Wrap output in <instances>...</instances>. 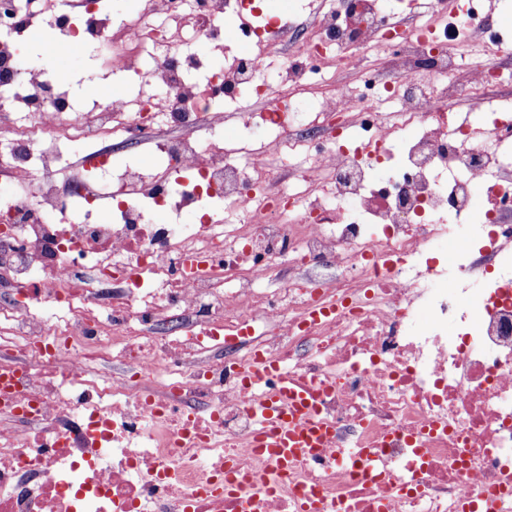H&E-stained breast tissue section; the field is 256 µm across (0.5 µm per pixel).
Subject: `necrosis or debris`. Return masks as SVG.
Returning <instances> with one entry per match:
<instances>
[{
    "label": "necrosis or debris",
    "mask_w": 512,
    "mask_h": 512,
    "mask_svg": "<svg viewBox=\"0 0 512 512\" xmlns=\"http://www.w3.org/2000/svg\"><path fill=\"white\" fill-rule=\"evenodd\" d=\"M235 0H150L116 27L100 7L59 17L82 55L110 47L113 68L156 44L158 16L205 40ZM398 28L383 0H336L289 23L287 63L271 81L266 50L231 64L171 44L154 78L165 111L112 100L77 111L47 74L19 67L40 20L0 0V102L40 131L0 138V512H299L305 492L346 512H458L512 485V106L477 133L456 105L487 109L512 81L499 61L460 63L459 27ZM374 53L385 69L365 70ZM208 67V90L186 83ZM355 69L309 111L288 85ZM266 101L236 113L261 130L281 169L241 165L220 101ZM396 95L388 121L377 101ZM401 141V153L392 150ZM156 147L153 166H112V147ZM67 145L84 171L59 186L46 173ZM109 219H101V209ZM320 389L333 432L322 458L297 461L272 496L243 505L217 489L226 467L265 470L253 386L230 378L258 357ZM108 359L125 375L92 376ZM348 448L373 452L380 477Z\"/></svg>",
    "instance_id": "4bbe7bcc"
}]
</instances>
